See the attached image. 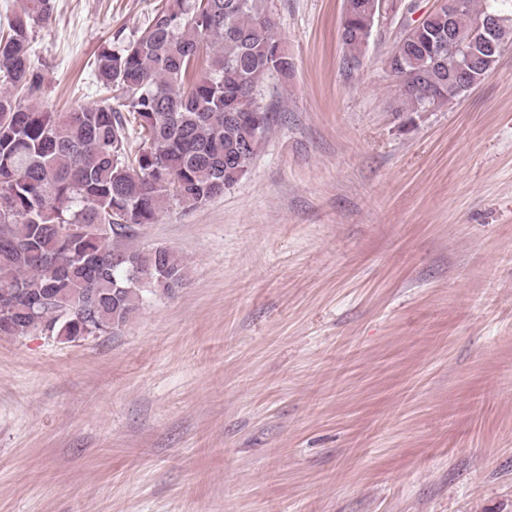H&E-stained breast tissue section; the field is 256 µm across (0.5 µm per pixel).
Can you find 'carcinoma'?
Instances as JSON below:
<instances>
[{
  "label": "carcinoma",
  "instance_id": "obj_1",
  "mask_svg": "<svg viewBox=\"0 0 512 512\" xmlns=\"http://www.w3.org/2000/svg\"><path fill=\"white\" fill-rule=\"evenodd\" d=\"M403 33L387 57L412 112L467 93L463 72L486 77L474 24L505 15L501 57L512 46L507 0H459ZM56 0H16L0 37V336L34 330L74 341L125 327L149 294L173 296L187 265L164 246L125 240L176 204L194 209L249 172L271 125L262 88L295 63L260 0H165L120 48L101 44L92 62L112 103L68 112L41 105L33 51ZM379 0H348L339 37L351 61L369 43ZM140 144L127 150L129 123ZM82 224L86 232L69 233ZM148 271L130 276L112 255Z\"/></svg>",
  "mask_w": 512,
  "mask_h": 512
}]
</instances>
